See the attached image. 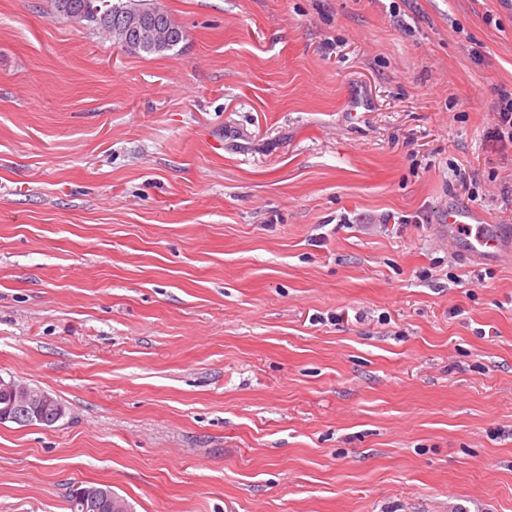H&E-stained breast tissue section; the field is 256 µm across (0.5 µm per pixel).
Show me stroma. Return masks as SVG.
I'll list each match as a JSON object with an SVG mask.
<instances>
[{
    "label": "stroma",
    "mask_w": 512,
    "mask_h": 512,
    "mask_svg": "<svg viewBox=\"0 0 512 512\" xmlns=\"http://www.w3.org/2000/svg\"><path fill=\"white\" fill-rule=\"evenodd\" d=\"M159 2L149 55L0 0V377L66 411L0 512H512V263L443 242L512 226V0ZM492 136L503 147H512V87L505 85L496 88V101L492 107ZM471 215L464 211H448V251L456 252L465 246L469 254L487 260L499 256L502 238L498 231L484 234L477 231L472 236ZM468 233V234H467ZM94 494L97 505V512H129V504L117 493L112 491V487L106 484H82L73 489L69 496L71 503V512H87L93 507L92 502L86 501L84 511L79 509L81 500Z\"/></svg>",
    "instance_id": "stroma-1"
}]
</instances>
